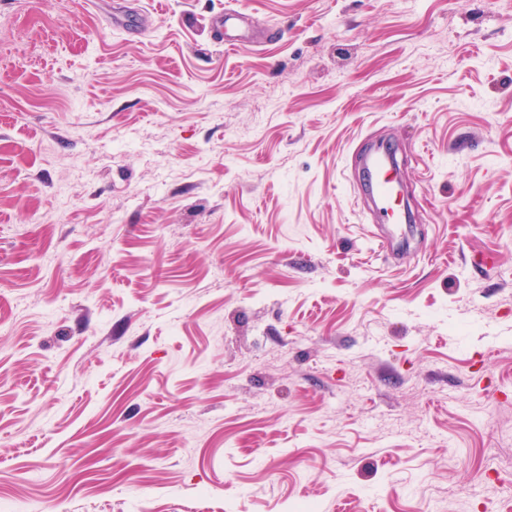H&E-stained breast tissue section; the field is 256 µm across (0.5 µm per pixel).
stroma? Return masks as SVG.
Listing matches in <instances>:
<instances>
[{
	"mask_svg": "<svg viewBox=\"0 0 512 512\" xmlns=\"http://www.w3.org/2000/svg\"><path fill=\"white\" fill-rule=\"evenodd\" d=\"M265 37L234 50L225 9ZM419 220L379 252L357 151ZM512 512V0H0V502Z\"/></svg>",
	"mask_w": 512,
	"mask_h": 512,
	"instance_id": "obj_1",
	"label": "stroma"
}]
</instances>
